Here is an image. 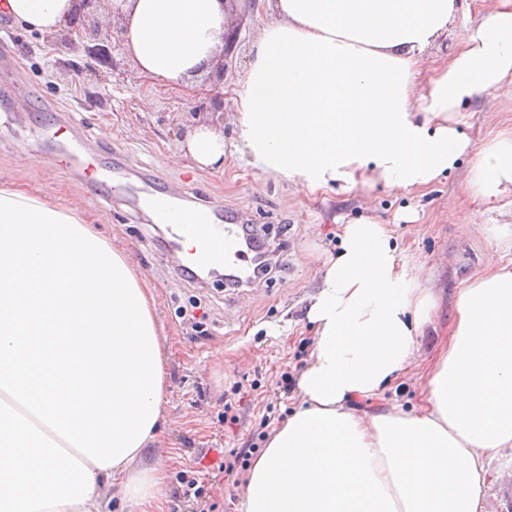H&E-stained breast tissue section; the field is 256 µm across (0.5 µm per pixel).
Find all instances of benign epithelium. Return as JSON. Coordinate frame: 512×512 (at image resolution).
<instances>
[{"label": "benign epithelium", "mask_w": 512, "mask_h": 512, "mask_svg": "<svg viewBox=\"0 0 512 512\" xmlns=\"http://www.w3.org/2000/svg\"><path fill=\"white\" fill-rule=\"evenodd\" d=\"M124 0H77L78 8L75 16L61 30L63 42L69 49L83 53L87 58L111 67L112 73L119 71L117 57L125 54L126 47L123 37L124 28L120 24H112V38L100 37L96 26L99 7L112 4L108 13L112 18L123 20L120 3Z\"/></svg>", "instance_id": "benign-epithelium-1"}]
</instances>
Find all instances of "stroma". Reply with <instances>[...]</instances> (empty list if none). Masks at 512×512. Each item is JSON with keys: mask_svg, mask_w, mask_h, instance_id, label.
Wrapping results in <instances>:
<instances>
[{"mask_svg": "<svg viewBox=\"0 0 512 512\" xmlns=\"http://www.w3.org/2000/svg\"><path fill=\"white\" fill-rule=\"evenodd\" d=\"M482 0H463L458 21L427 50L434 69L462 46L481 19ZM228 30L238 32L226 56L224 112L234 110L233 89L242 78L250 51L269 16L265 5L229 0ZM8 58L15 80L0 79V187L19 172L29 175V189L62 202H75L86 218L103 225L125 250L133 266L155 290V317L167 352L168 427L160 443L167 475L164 512H192L177 493L178 478L213 479L228 448H265L257 439L267 404H275L276 431L281 417L299 404L298 391L283 393V372L300 376L314 347L307 319L309 302L331 259L341 249L344 225L367 219L386 225L401 261L421 267L423 287L440 284L447 295L421 336V352L431 355L445 336L454 300L474 274L512 263V200L485 201L465 182L479 148L490 138L512 133V83L480 91L458 109V130L469 147L446 177L412 191L384 184L352 190L309 193L290 182L260 176L238 156L226 155L215 170L194 168L182 147L187 131L209 122L203 112L206 83H155L139 77L124 58L127 77L119 82L107 69L91 66L83 54L48 43L45 36L0 17V58ZM73 115L95 144L98 174L117 190L111 201L94 194L93 179L58 160L55 144L37 133L53 126L61 113ZM154 169L162 187L180 198L202 196L243 224H270V283L225 288L207 280H186L157 240L151 213L132 204L127 185L141 166ZM479 215L482 226L468 232L464 216ZM200 303L206 313L201 328L179 314ZM418 370L387 386L374 400H357L356 413L377 408L412 410L422 399ZM240 394H232L234 383ZM232 403L240 421L223 422ZM512 474V448L490 461L483 512H512V500L498 490L502 475ZM206 512H243L242 489L215 483L207 491Z\"/></svg>", "mask_w": 512, "mask_h": 512, "instance_id": "35a3bbf8", "label": "stroma"}]
</instances>
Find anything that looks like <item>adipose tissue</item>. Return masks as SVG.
Wrapping results in <instances>:
<instances>
[{
	"label": "adipose tissue",
	"mask_w": 512,
	"mask_h": 512,
	"mask_svg": "<svg viewBox=\"0 0 512 512\" xmlns=\"http://www.w3.org/2000/svg\"><path fill=\"white\" fill-rule=\"evenodd\" d=\"M234 89L235 154L310 192L382 182L409 191L469 145L448 115L512 79V0H498L449 65L425 52L458 0H268ZM76 0H0V16L55 34ZM126 49L142 77L191 84L217 63L223 0H127ZM224 136L186 138L221 168ZM469 187L512 190V137L477 153ZM381 224L345 225L311 298L316 337L300 405L250 468L244 512H482L487 459L512 448V269L459 294L416 410L359 415L421 355L442 299L401 264ZM155 295L77 205L0 187V512H100L120 493L139 512L166 497L153 453L165 429L166 356ZM140 472H133L137 461Z\"/></svg>",
	"instance_id": "adipose-tissue-1"
}]
</instances>
